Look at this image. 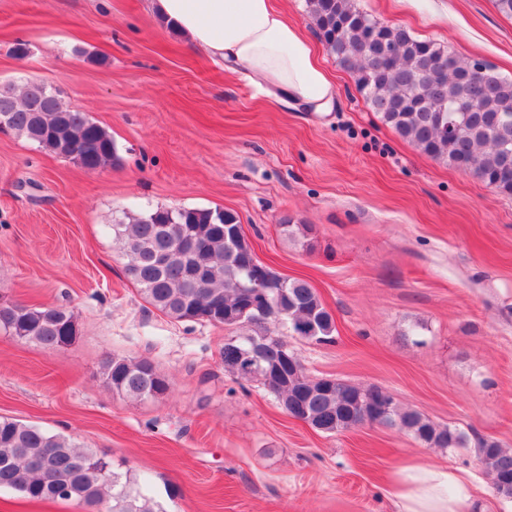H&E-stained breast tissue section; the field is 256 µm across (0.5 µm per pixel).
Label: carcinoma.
<instances>
[{"mask_svg":"<svg viewBox=\"0 0 512 512\" xmlns=\"http://www.w3.org/2000/svg\"><path fill=\"white\" fill-rule=\"evenodd\" d=\"M317 34L336 63L350 73L356 91L403 140L422 154L468 171L498 192L512 196V78L490 72L423 39L409 29L379 22L353 0H307ZM45 85H27L21 102L0 91V107L13 104L6 128L42 149L70 158L84 169L118 161L109 132L55 93L42 112H27ZM239 223L218 208H157L112 225V240L125 259V272L148 304L177 321L222 326L224 370L255 380L291 417L324 434L364 425L367 413L379 425L396 427L430 448H456L464 434L440 427L416 410L403 408L379 387L363 388L336 379L313 378L299 357L288 382L276 385L266 371L288 346L284 335L315 343L334 340L336 325L307 282L285 279L272 269L273 317L243 314L247 250L224 236V225ZM0 330L44 350L71 345L79 329L73 313L55 305L0 303ZM261 349L260 366L239 371L245 355ZM112 390L133 399L159 398L168 379L146 358L112 355L102 363ZM490 470L495 493L512 499V449L483 439L475 448ZM31 501H65L99 512H164L142 494L131 471L118 472L112 459L81 446L72 436L0 417V490Z\"/></svg>","mask_w":512,"mask_h":512,"instance_id":"carcinoma-1","label":"carcinoma"}]
</instances>
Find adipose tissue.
I'll use <instances>...</instances> for the list:
<instances>
[{
	"label": "adipose tissue",
	"mask_w": 512,
	"mask_h": 512,
	"mask_svg": "<svg viewBox=\"0 0 512 512\" xmlns=\"http://www.w3.org/2000/svg\"><path fill=\"white\" fill-rule=\"evenodd\" d=\"M152 11L216 60L256 77L278 96L329 111L336 86L315 49L273 0H151ZM395 512H472L473 478L410 461L386 489Z\"/></svg>",
	"instance_id": "ef3b65f1"
}]
</instances>
